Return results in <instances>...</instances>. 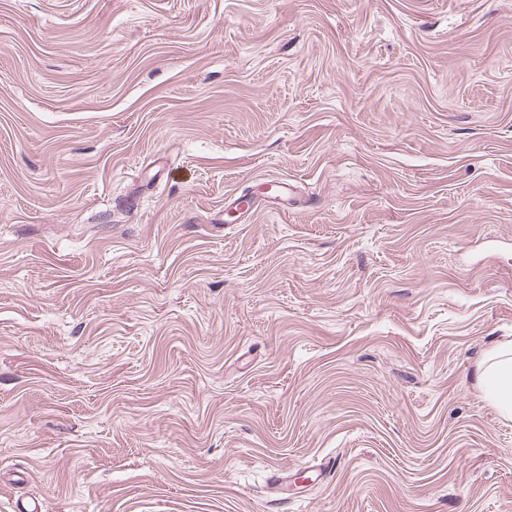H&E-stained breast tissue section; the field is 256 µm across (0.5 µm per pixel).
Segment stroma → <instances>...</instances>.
Segmentation results:
<instances>
[{"instance_id":"obj_1","label":"stroma","mask_w":512,"mask_h":512,"mask_svg":"<svg viewBox=\"0 0 512 512\" xmlns=\"http://www.w3.org/2000/svg\"><path fill=\"white\" fill-rule=\"evenodd\" d=\"M510 340L512 0H0V512H512ZM479 382L500 414L512 418V341L487 352L479 365Z\"/></svg>"}]
</instances>
